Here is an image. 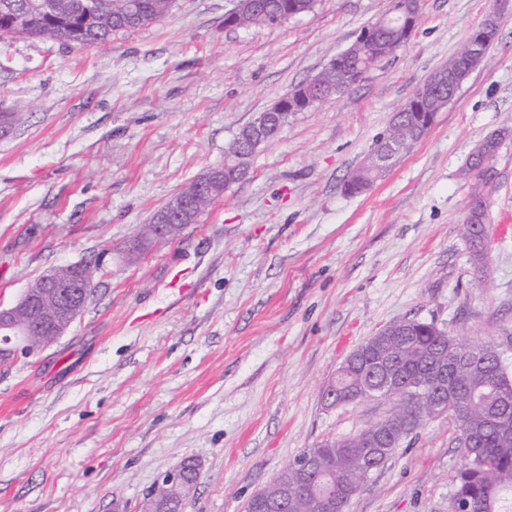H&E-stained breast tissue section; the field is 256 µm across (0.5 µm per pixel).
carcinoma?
<instances>
[{
  "label": "carcinoma",
  "instance_id": "cac0c4a2",
  "mask_svg": "<svg viewBox=\"0 0 512 512\" xmlns=\"http://www.w3.org/2000/svg\"><path fill=\"white\" fill-rule=\"evenodd\" d=\"M137 10L129 13V0H0V39L9 37L50 40L84 45L107 44L112 37L153 24L165 17L173 0H135ZM259 10L242 14L237 27L277 25L282 15L295 17L310 12L317 0H256ZM372 31L364 42L352 43L346 57L325 67L315 78L318 87L306 84L295 87L291 94L305 99L313 91L323 92L328 100L348 91L365 74L384 61V53L403 47L404 35L395 26L370 24ZM420 108L395 113L387 135L406 143L403 153H409L428 133L432 117L439 110V98L421 85ZM500 137L484 139L471 155L467 171L481 170L482 158L495 152ZM225 169L217 173L223 188L239 182L249 174L253 154L245 152V143L229 145ZM378 178L374 162L368 160L353 169L346 182L352 194L367 191ZM472 219L486 221L487 203L479 184L473 185L470 203ZM408 337L395 331L387 336L382 347L387 357L381 358L370 341H364L355 351L354 360L346 372L335 380L337 398L344 405L369 401L366 389L385 378V370L402 381V388L391 397L393 408L387 420L409 435L421 428L430 417L431 394L421 391L410 395L405 387L425 364L430 353L437 351L440 361L448 365V379L457 390V400L449 406L457 439L468 436L477 445L476 454L463 455L457 471L451 507L464 504L476 512H512V372L499 360L500 352L489 342H474L454 335L432 323L407 319ZM367 427L335 441H326L315 448H306L319 462L307 487L296 484L288 512H322L316 507L319 499L328 495L342 496V506L364 484L368 468L377 458L389 459L399 448L403 436L395 439L394 447L377 454L370 447ZM198 473L186 467L183 485L160 492L164 512H180L183 501L195 489Z\"/></svg>",
  "mask_w": 512,
  "mask_h": 512
}]
</instances>
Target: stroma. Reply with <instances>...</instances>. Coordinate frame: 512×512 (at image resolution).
Returning a JSON list of instances; mask_svg holds the SVG:
<instances>
[{
  "label": "stroma",
  "mask_w": 512,
  "mask_h": 512,
  "mask_svg": "<svg viewBox=\"0 0 512 512\" xmlns=\"http://www.w3.org/2000/svg\"><path fill=\"white\" fill-rule=\"evenodd\" d=\"M493 0H422L408 45L345 93L289 114L247 178L127 260L140 225L224 161L241 127L309 81L390 0H318L269 28L236 0H175L101 45L0 41V305L62 265L95 264L70 329L0 363V512H142L191 459L182 512H245L303 449L390 405L327 406L367 338L418 319L493 342L512 366V12L426 137L364 193L344 183ZM500 145L478 176L476 147ZM489 201L475 267L472 186ZM462 450L441 416L405 438L346 512H450Z\"/></svg>",
  "instance_id": "35a3bbf8"
}]
</instances>
